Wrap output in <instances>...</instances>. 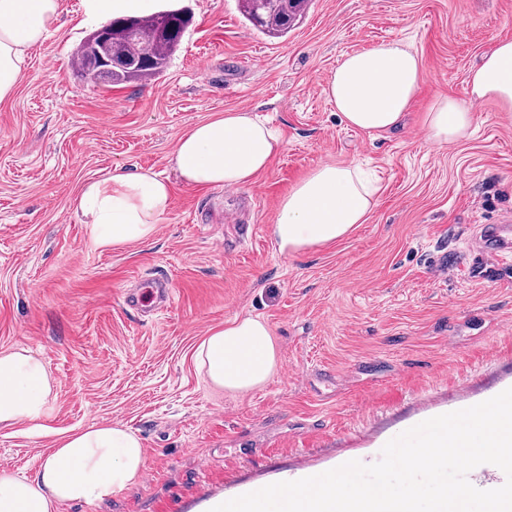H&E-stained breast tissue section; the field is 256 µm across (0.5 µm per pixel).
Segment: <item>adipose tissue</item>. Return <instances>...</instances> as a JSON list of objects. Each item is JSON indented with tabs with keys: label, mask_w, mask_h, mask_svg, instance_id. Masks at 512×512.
Segmentation results:
<instances>
[{
	"label": "adipose tissue",
	"mask_w": 512,
	"mask_h": 512,
	"mask_svg": "<svg viewBox=\"0 0 512 512\" xmlns=\"http://www.w3.org/2000/svg\"><path fill=\"white\" fill-rule=\"evenodd\" d=\"M60 0H0V102L22 80L31 48L59 30ZM422 80L416 49L384 41L345 55L324 93L347 126L380 133L398 126ZM470 98L433 99L424 115L429 143L445 147L470 137V100L492 99L512 112V40L495 43L469 77ZM280 137L252 112L229 111L182 134L170 164L188 187L239 188L265 171L280 152ZM379 188L353 164L317 166L280 201L270 232L281 253L342 239L365 223ZM172 187L160 174L121 169L84 185L77 208L91 243L108 247L150 238L167 214ZM197 366L216 388L231 393L263 386L278 352L260 317H237L210 330L195 353ZM53 384L30 350L0 353V425L44 417ZM145 451L137 432L122 423L92 424L57 440L34 477L0 473V512H57L64 503L92 504L138 481Z\"/></svg>",
	"instance_id": "obj_1"
}]
</instances>
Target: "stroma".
Wrapping results in <instances>:
<instances>
[{"mask_svg":"<svg viewBox=\"0 0 512 512\" xmlns=\"http://www.w3.org/2000/svg\"><path fill=\"white\" fill-rule=\"evenodd\" d=\"M193 19L162 76L92 86L72 64L100 28L61 0V29L34 48L0 102V352L27 348L53 379L52 409L0 429V472L34 475L65 433L131 426L146 469L134 486L59 512H209L213 501L357 460L435 416L512 387V256L483 248L484 224L512 225V117L473 104L474 133L437 148L423 114L468 96L470 69L512 39V0H311L270 39L238 0H175ZM402 40L421 57L401 129L341 122L323 88L346 53ZM251 110L284 147L241 188L173 182L147 240L97 248L76 199L132 166L171 175L178 137ZM357 164L380 186L365 223L293 256L272 239L282 197L317 166ZM165 280L152 314L124 297ZM261 317L278 370L240 394L195 362L210 328Z\"/></svg>","mask_w":512,"mask_h":512,"instance_id":"1","label":"stroma"}]
</instances>
